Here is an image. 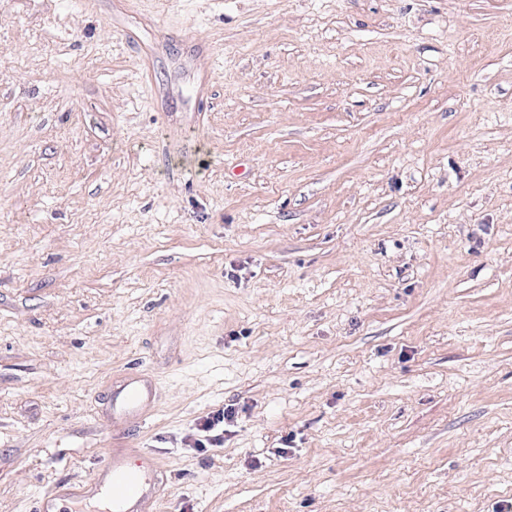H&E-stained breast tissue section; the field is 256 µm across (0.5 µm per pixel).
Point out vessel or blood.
I'll return each mask as SVG.
<instances>
[{"label":"vessel or blood","mask_w":512,"mask_h":512,"mask_svg":"<svg viewBox=\"0 0 512 512\" xmlns=\"http://www.w3.org/2000/svg\"><path fill=\"white\" fill-rule=\"evenodd\" d=\"M123 388L126 408L142 410L145 402L151 399L150 394L144 393L139 386L137 378H128ZM164 477L158 461L133 468L126 459L116 456L105 465L97 482L106 489L111 512H148L146 505L157 499Z\"/></svg>","instance_id":"vessel-or-blood-1"}]
</instances>
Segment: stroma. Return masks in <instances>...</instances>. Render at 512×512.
Returning a JSON list of instances; mask_svg holds the SVG:
<instances>
[{"mask_svg":"<svg viewBox=\"0 0 512 512\" xmlns=\"http://www.w3.org/2000/svg\"><path fill=\"white\" fill-rule=\"evenodd\" d=\"M115 449L154 512L512 504V0H0V512ZM140 378L138 377H131L128 378L123 385L121 386L122 389L124 388V404L126 408L128 409H134L136 412V416H140L143 410V406H147V404H144V402H148L152 400V397L154 395L152 389L148 387L146 389V394H144L143 389L137 385L140 382ZM232 415L229 412L219 411L211 417H207L200 425L198 430L203 433L202 438L196 439V448H208L209 446H219L222 443L221 434L216 433L219 425L224 424V419H229Z\"/></svg>","mask_w":512,"mask_h":512,"instance_id":"stroma-1","label":"stroma"}]
</instances>
